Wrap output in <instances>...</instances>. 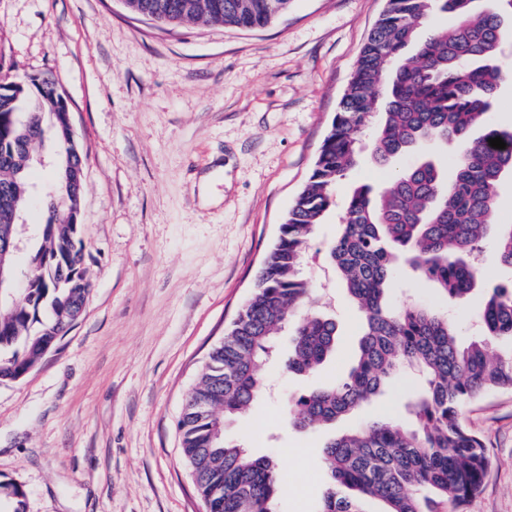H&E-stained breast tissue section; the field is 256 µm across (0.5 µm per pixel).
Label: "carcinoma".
<instances>
[{"label":"carcinoma","instance_id":"obj_1","mask_svg":"<svg viewBox=\"0 0 512 512\" xmlns=\"http://www.w3.org/2000/svg\"><path fill=\"white\" fill-rule=\"evenodd\" d=\"M159 24L205 22L254 29L288 9L289 0H125ZM436 11L451 27H436ZM512 43V18L478 0H387L369 33L339 111L304 190L288 211L278 240L260 269L243 314L209 354L178 422L182 453L201 498L218 512H275L276 462L220 437L226 422L248 411L264 387L262 369L275 335L304 307L288 370L318 374L336 350V321L303 275L306 249L332 206L336 183L359 159L370 134L382 164L423 144L457 147L454 169L427 161L397 173L375 193L357 187L330 250L332 266L362 314L363 326L348 373L287 404L288 420L303 429L325 427L394 387L405 369L418 372L420 393L401 418L374 415L329 438L322 449L332 486L320 512H364L377 500L383 512H464L480 491L489 461L484 440L465 423L464 408L482 391L512 389V290L497 287L481 315L483 336L463 345L456 324L421 304L390 300L400 264L436 284L452 301L479 276L474 263L489 232L498 262L512 269V224L491 228L502 207L495 192L512 174V127L489 122L500 87L512 75L498 64ZM384 120L373 126L381 91ZM65 98L49 77L22 84L0 76V238L9 234L10 201L29 200L33 157L57 141ZM499 137L506 148L495 149ZM30 279L19 302L0 309V379L17 381L41 359V346L64 336L72 303L87 298L78 232L64 223L50 197ZM11 512H25L24 492L0 484Z\"/></svg>","mask_w":512,"mask_h":512}]
</instances>
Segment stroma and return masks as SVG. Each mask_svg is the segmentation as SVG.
Masks as SVG:
<instances>
[{
  "label": "stroma",
  "instance_id": "1",
  "mask_svg": "<svg viewBox=\"0 0 512 512\" xmlns=\"http://www.w3.org/2000/svg\"><path fill=\"white\" fill-rule=\"evenodd\" d=\"M386 0H292L267 26H160L123 0H0V71L51 73L86 158L81 237L92 293L74 329L17 381L0 382V481L26 512H202L177 423L211 349L252 296L256 273L306 185L358 55ZM454 146L378 164L371 152L337 183L304 272L340 336L320 376L288 371L290 337L264 367L268 387L229 434L274 457L276 512H319L329 486L327 432L289 427L288 399L351 366L360 313L336 280L330 245L352 190ZM473 291L450 302L399 279L392 300L447 314L478 334L512 269L486 238ZM489 469L465 512H512V390L465 410Z\"/></svg>",
  "mask_w": 512,
  "mask_h": 512
}]
</instances>
